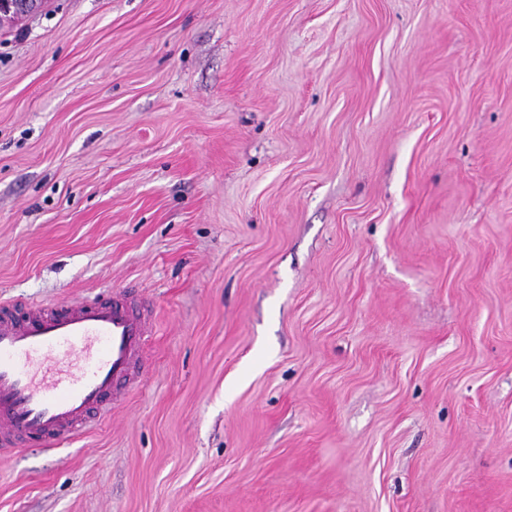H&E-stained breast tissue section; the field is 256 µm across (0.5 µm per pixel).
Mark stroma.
Wrapping results in <instances>:
<instances>
[{
    "label": "stroma",
    "mask_w": 512,
    "mask_h": 512,
    "mask_svg": "<svg viewBox=\"0 0 512 512\" xmlns=\"http://www.w3.org/2000/svg\"><path fill=\"white\" fill-rule=\"evenodd\" d=\"M122 287L141 387L0 512H512V0L0 22V300Z\"/></svg>",
    "instance_id": "stroma-1"
}]
</instances>
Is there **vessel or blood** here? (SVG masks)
<instances>
[{"label":"vessel or blood","mask_w":512,"mask_h":512,"mask_svg":"<svg viewBox=\"0 0 512 512\" xmlns=\"http://www.w3.org/2000/svg\"><path fill=\"white\" fill-rule=\"evenodd\" d=\"M152 308L131 288L56 305L0 302V453L60 447L145 374Z\"/></svg>","instance_id":"b4317fda"}]
</instances>
